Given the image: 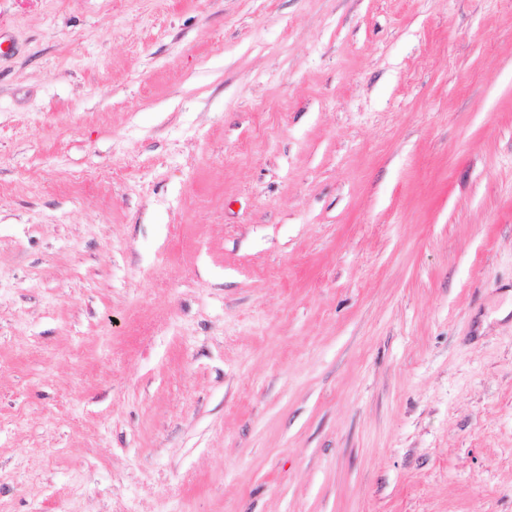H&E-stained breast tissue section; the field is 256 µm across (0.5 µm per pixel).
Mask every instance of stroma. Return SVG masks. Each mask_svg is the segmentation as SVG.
Segmentation results:
<instances>
[{"mask_svg":"<svg viewBox=\"0 0 512 512\" xmlns=\"http://www.w3.org/2000/svg\"><path fill=\"white\" fill-rule=\"evenodd\" d=\"M0 512H512V0H0Z\"/></svg>","mask_w":512,"mask_h":512,"instance_id":"1","label":"stroma"}]
</instances>
